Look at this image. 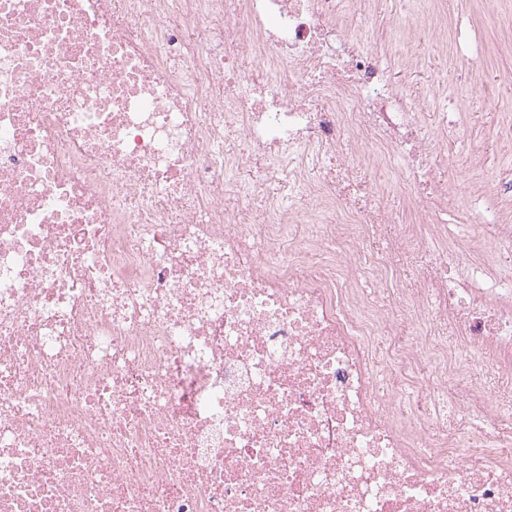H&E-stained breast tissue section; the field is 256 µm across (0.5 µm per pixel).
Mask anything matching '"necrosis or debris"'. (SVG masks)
Masks as SVG:
<instances>
[{
  "instance_id": "obj_1",
  "label": "necrosis or debris",
  "mask_w": 512,
  "mask_h": 512,
  "mask_svg": "<svg viewBox=\"0 0 512 512\" xmlns=\"http://www.w3.org/2000/svg\"><path fill=\"white\" fill-rule=\"evenodd\" d=\"M366 0H0V512H512V289ZM407 55L449 47L406 10ZM488 196L512 253V172ZM414 213L396 223L388 198ZM375 289L363 288V279ZM448 241L458 242H475L478 243L482 238L489 233L493 224H469L460 221L454 213L448 214Z\"/></svg>"
}]
</instances>
